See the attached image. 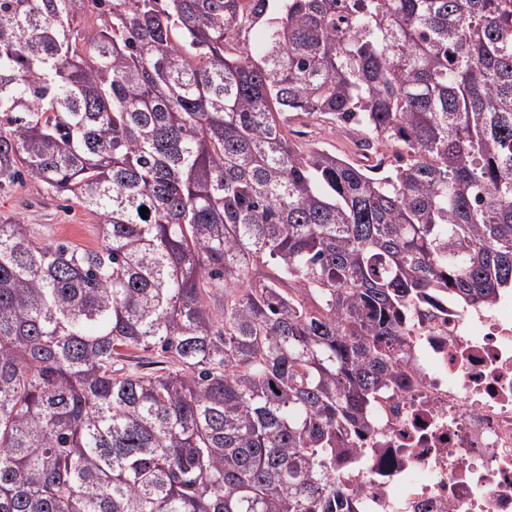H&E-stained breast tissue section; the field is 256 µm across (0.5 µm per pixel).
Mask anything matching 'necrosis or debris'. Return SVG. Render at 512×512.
Listing matches in <instances>:
<instances>
[{
  "label": "necrosis or debris",
  "instance_id": "necrosis-or-debris-1",
  "mask_svg": "<svg viewBox=\"0 0 512 512\" xmlns=\"http://www.w3.org/2000/svg\"><path fill=\"white\" fill-rule=\"evenodd\" d=\"M336 481L355 512H512V295L422 309Z\"/></svg>",
  "mask_w": 512,
  "mask_h": 512
}]
</instances>
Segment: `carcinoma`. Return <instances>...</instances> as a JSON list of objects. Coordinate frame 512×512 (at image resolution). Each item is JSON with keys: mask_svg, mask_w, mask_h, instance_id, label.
<instances>
[{"mask_svg": "<svg viewBox=\"0 0 512 512\" xmlns=\"http://www.w3.org/2000/svg\"><path fill=\"white\" fill-rule=\"evenodd\" d=\"M21 175L101 244L0 218V512H353L420 307L512 290V0H0ZM288 136L297 144L305 145L313 141L320 142L326 149L337 155L359 159L357 146L354 144L356 134H336L331 132L326 124L311 122L306 118L292 119L288 123Z\"/></svg>", "mask_w": 512, "mask_h": 512, "instance_id": "1", "label": "carcinoma"}]
</instances>
